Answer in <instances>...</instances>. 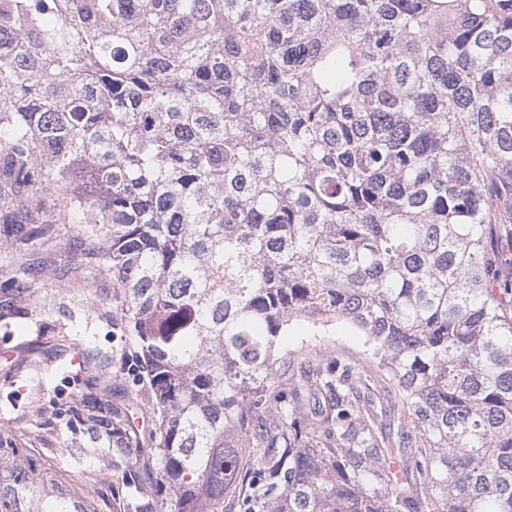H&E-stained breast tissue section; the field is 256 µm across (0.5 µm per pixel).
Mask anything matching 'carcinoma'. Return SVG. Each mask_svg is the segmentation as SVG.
<instances>
[{
  "label": "carcinoma",
  "instance_id": "obj_1",
  "mask_svg": "<svg viewBox=\"0 0 512 512\" xmlns=\"http://www.w3.org/2000/svg\"><path fill=\"white\" fill-rule=\"evenodd\" d=\"M48 188L146 388L91 348L75 397L32 387L0 512H99L51 423L103 466L149 439L119 512H512V0H0L1 246L61 239L10 208ZM336 321L378 371L280 349ZM66 436L60 427L48 430L46 434V441L42 445H37V453L49 465L59 469H68L74 464L71 458L65 451L61 450L62 442L66 441Z\"/></svg>",
  "mask_w": 512,
  "mask_h": 512
}]
</instances>
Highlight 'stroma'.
<instances>
[{"label": "stroma", "mask_w": 512, "mask_h": 512, "mask_svg": "<svg viewBox=\"0 0 512 512\" xmlns=\"http://www.w3.org/2000/svg\"><path fill=\"white\" fill-rule=\"evenodd\" d=\"M40 311L31 317L20 316L10 325L0 324V371L9 366L16 344L24 342L36 347L51 344L55 329L67 324L76 329L73 345L65 357V372L42 371L18 377L8 383L0 378V394L12 392L25 399L26 389L42 383L47 396L79 393L80 350L92 347L108 350L113 355L112 380L129 393H137L132 371L136 366L138 347L134 336L123 334L112 324V280L104 274H83L60 279L52 274L41 278ZM282 346L292 355L306 352L338 354L356 362H365L368 351L365 339L348 323L325 327L319 335H311L307 324L295 325Z\"/></svg>", "instance_id": "stroma-1"}]
</instances>
